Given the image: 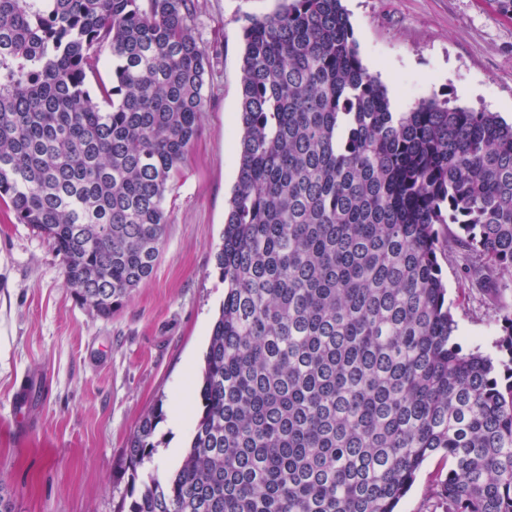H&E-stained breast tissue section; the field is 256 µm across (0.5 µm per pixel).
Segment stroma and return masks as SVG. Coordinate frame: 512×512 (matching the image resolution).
<instances>
[{
  "label": "stroma",
  "mask_w": 512,
  "mask_h": 512,
  "mask_svg": "<svg viewBox=\"0 0 512 512\" xmlns=\"http://www.w3.org/2000/svg\"><path fill=\"white\" fill-rule=\"evenodd\" d=\"M195 35L209 54L201 131L167 197L168 222L150 280L109 318L68 288L51 245L0 206V486L12 512H114L130 489L129 437L153 407L147 470L181 462L203 357L224 299L215 267L237 181L240 62L249 15L281 0H198ZM359 57L401 109L449 100L512 123V16L494 0H342ZM464 348L498 355V308L512 307V274L495 294L442 262ZM440 458L426 462L398 512H441L431 495Z\"/></svg>",
  "instance_id": "35a3bbf8"
}]
</instances>
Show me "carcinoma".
Here are the masks:
<instances>
[{"instance_id": "obj_1", "label": "carcinoma", "mask_w": 512, "mask_h": 512, "mask_svg": "<svg viewBox=\"0 0 512 512\" xmlns=\"http://www.w3.org/2000/svg\"><path fill=\"white\" fill-rule=\"evenodd\" d=\"M197 7L0 0V205L102 317L154 272L200 131ZM238 122L198 413L163 480L138 473L162 406L140 420L117 512H396L437 455L444 512H512V308L509 361L464 350L438 258L456 224L469 276L512 270V124L396 111L342 0L246 17Z\"/></svg>"}]
</instances>
